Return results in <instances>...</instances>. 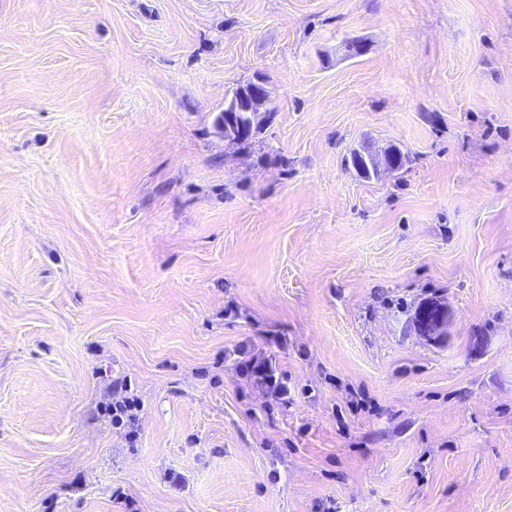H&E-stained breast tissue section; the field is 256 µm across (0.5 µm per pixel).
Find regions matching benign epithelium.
I'll use <instances>...</instances> for the list:
<instances>
[{"label": "benign epithelium", "instance_id": "7a95c632", "mask_svg": "<svg viewBox=\"0 0 512 512\" xmlns=\"http://www.w3.org/2000/svg\"><path fill=\"white\" fill-rule=\"evenodd\" d=\"M271 103V92L265 83L249 82L239 86L234 90L232 97L225 101L218 129L224 133L225 139L242 142L251 136L255 124L271 118ZM393 156L392 146L379 154L366 153L362 155V163L358 164V169L370 165L379 175L390 172ZM452 320L448 306L433 299L423 302L416 309L410 327L416 334L436 341L448 335Z\"/></svg>", "mask_w": 512, "mask_h": 512}]
</instances>
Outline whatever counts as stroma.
I'll use <instances>...</instances> for the list:
<instances>
[{"label":"stroma","instance_id":"35a3bbf8","mask_svg":"<svg viewBox=\"0 0 512 512\" xmlns=\"http://www.w3.org/2000/svg\"><path fill=\"white\" fill-rule=\"evenodd\" d=\"M0 512H512V0H0ZM271 92L264 82H249L237 87L230 100H226L218 129L224 133V139L242 142L252 134L254 124L269 120L273 114ZM262 109H264L262 111ZM246 112L248 118L242 123L238 115ZM393 156L394 147L392 146L385 148L381 154L364 153V155H362V163H359L356 168L357 170H362L363 167L368 168V165L373 166L378 176L385 172H393L391 166ZM453 317L447 305L439 300H427L415 311L411 329L419 336L436 341L448 335Z\"/></svg>","mask_w":512,"mask_h":512}]
</instances>
